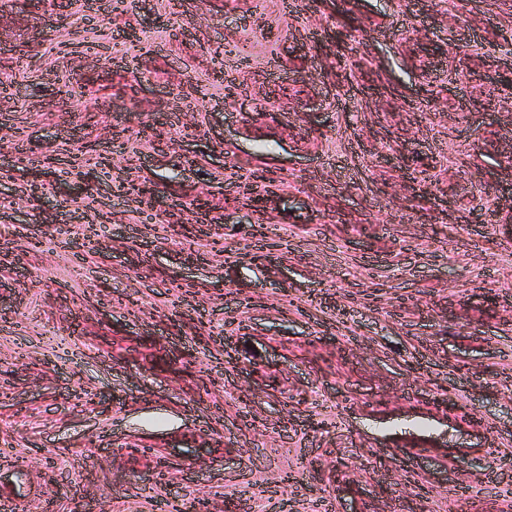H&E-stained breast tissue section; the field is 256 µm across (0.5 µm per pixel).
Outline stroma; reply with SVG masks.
I'll return each instance as SVG.
<instances>
[{
  "label": "stroma",
  "mask_w": 512,
  "mask_h": 512,
  "mask_svg": "<svg viewBox=\"0 0 512 512\" xmlns=\"http://www.w3.org/2000/svg\"><path fill=\"white\" fill-rule=\"evenodd\" d=\"M53 2L0 0L6 512H512V0Z\"/></svg>",
  "instance_id": "obj_1"
}]
</instances>
